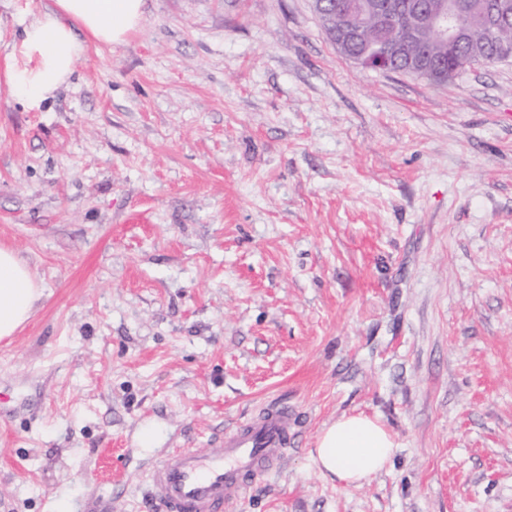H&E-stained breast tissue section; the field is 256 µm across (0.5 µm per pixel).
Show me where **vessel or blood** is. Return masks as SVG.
Here are the masks:
<instances>
[{
  "instance_id": "1",
  "label": "vessel or blood",
  "mask_w": 512,
  "mask_h": 512,
  "mask_svg": "<svg viewBox=\"0 0 512 512\" xmlns=\"http://www.w3.org/2000/svg\"><path fill=\"white\" fill-rule=\"evenodd\" d=\"M287 406L278 401L225 430L208 452L182 448L148 473L151 492L167 512H224L248 482L276 473L288 453Z\"/></svg>"
}]
</instances>
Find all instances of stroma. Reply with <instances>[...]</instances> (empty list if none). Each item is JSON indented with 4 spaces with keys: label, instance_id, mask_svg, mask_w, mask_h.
I'll use <instances>...</instances> for the list:
<instances>
[{
    "label": "stroma",
    "instance_id": "35a3bbf8",
    "mask_svg": "<svg viewBox=\"0 0 512 512\" xmlns=\"http://www.w3.org/2000/svg\"><path fill=\"white\" fill-rule=\"evenodd\" d=\"M49 2L0 0V246L44 289L0 512H160L155 460L274 399L295 443L227 512H512V60L436 86L312 0H146L31 108L6 57ZM359 413L398 448L345 487L310 451Z\"/></svg>",
    "mask_w": 512,
    "mask_h": 512
}]
</instances>
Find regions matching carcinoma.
Returning a JSON list of instances; mask_svg holds the SVG:
<instances>
[{"mask_svg": "<svg viewBox=\"0 0 512 512\" xmlns=\"http://www.w3.org/2000/svg\"><path fill=\"white\" fill-rule=\"evenodd\" d=\"M411 0H334L336 15L345 16L362 27V38L345 44L342 54L347 58L362 53L381 51L404 29L408 4ZM502 0H465L469 4L461 17L465 44L459 49L448 68L425 75L430 83L440 86L452 80L460 71L479 63H491L498 52V42L512 43V25L498 29L492 16ZM409 52H425L434 57H448L441 49L437 34L424 30L409 46Z\"/></svg>", "mask_w": 512, "mask_h": 512, "instance_id": "carcinoma-1", "label": "carcinoma"}]
</instances>
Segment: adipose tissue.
Wrapping results in <instances>:
<instances>
[{"label":"adipose tissue","instance_id":"obj_1","mask_svg":"<svg viewBox=\"0 0 512 512\" xmlns=\"http://www.w3.org/2000/svg\"><path fill=\"white\" fill-rule=\"evenodd\" d=\"M144 0H53L24 27L5 76L15 96L40 106L73 73L87 43L120 44L135 32ZM44 290L14 250L0 247V340L32 317ZM397 450L393 434L364 414L344 415L324 426L311 451L319 472L357 486L384 470Z\"/></svg>","mask_w":512,"mask_h":512}]
</instances>
